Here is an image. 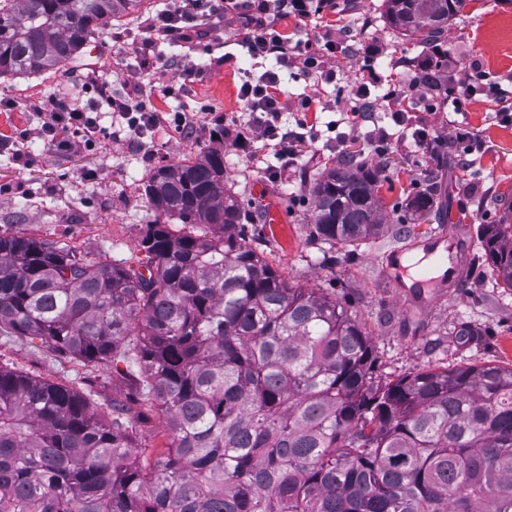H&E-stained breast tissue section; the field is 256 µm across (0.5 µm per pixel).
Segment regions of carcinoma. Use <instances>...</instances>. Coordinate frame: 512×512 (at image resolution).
<instances>
[{
    "instance_id": "1",
    "label": "carcinoma",
    "mask_w": 512,
    "mask_h": 512,
    "mask_svg": "<svg viewBox=\"0 0 512 512\" xmlns=\"http://www.w3.org/2000/svg\"><path fill=\"white\" fill-rule=\"evenodd\" d=\"M142 2L0 0V77L61 71ZM467 2L383 0L384 16L433 46ZM380 174L350 154L318 174L315 234H378ZM144 194L159 216L136 269L0 232V337L125 364L129 397L151 403L170 442L143 465L126 406L99 413L0 366V512H512V368L381 380L365 324L247 242L217 148L156 167ZM434 203L425 190L407 207ZM497 203L481 239L512 288V202Z\"/></svg>"
}]
</instances>
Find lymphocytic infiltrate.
<instances>
[{"label":"lymphocytic infiltrate","instance_id":"obj_1","mask_svg":"<svg viewBox=\"0 0 512 512\" xmlns=\"http://www.w3.org/2000/svg\"><path fill=\"white\" fill-rule=\"evenodd\" d=\"M279 11L304 23L326 12L340 13L341 8L338 0H168L166 7L157 13L142 46L147 49L160 40L177 42L202 38L211 33L210 20L232 17L238 23L236 41L247 48L251 57H271L283 67L298 65L306 71L321 73V54L301 52L299 47L289 45L287 38L275 29L272 15ZM387 83L389 89L383 100L399 131L394 135L380 131L375 154H384L396 137L412 138L417 148L433 154L444 148V140L433 130L413 126L411 121L412 112L417 111L426 98L422 80H415L407 88L394 77L388 78ZM283 94L278 76L270 71L264 72L257 81L242 83L238 97L251 118L245 132L238 134L237 143L243 146L252 138L276 142L278 159L286 165L295 158L296 143L306 140L307 135L280 126ZM146 95V87L141 84L134 95L107 99L112 110L126 119L129 130L137 134L157 127L163 120L156 108L148 106ZM60 130L74 131L90 141L99 133L100 126L89 110L56 99L51 103L50 119L44 132L52 137Z\"/></svg>","mask_w":512,"mask_h":512}]
</instances>
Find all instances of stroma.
I'll return each instance as SVG.
<instances>
[{"label": "stroma", "instance_id": "stroma-1", "mask_svg": "<svg viewBox=\"0 0 512 512\" xmlns=\"http://www.w3.org/2000/svg\"><path fill=\"white\" fill-rule=\"evenodd\" d=\"M159 2L150 0L149 8L100 28L66 72L0 77V100L13 104L0 111V231L20 230L135 265L138 243L157 215L142 190L150 172L218 147L224 152L227 187L250 214L252 247L290 284L335 298L366 325L382 378L448 365L512 367V289L502 286L480 239L481 225L497 223L502 214L490 199L503 194L512 201V124L501 122L497 103L478 96L459 112L420 107L418 119L446 141L444 152L433 155L396 140L385 155L372 157L382 170L377 194L385 226L378 236L332 244L318 238L309 222L313 175L331 167L336 156L367 152L374 128L394 127L389 112L376 107L354 138H347L342 117L360 78L393 73L409 80L441 51L455 77L478 69L512 92V0H469L436 51L394 30L382 16V0H347L343 18L327 14L314 28L277 17V27L311 52L322 47L327 25L339 20L351 31L349 54L325 59L335 75L332 82L318 83L297 67L284 75L283 127L307 123L318 130L317 141L298 144L295 160L286 167L280 166L273 142L256 140L244 150L232 137H212L217 124L248 121L237 90L247 78L273 69L274 60L252 59L237 45L231 19L214 23L208 39L160 42L140 52ZM187 66L197 70L190 82L183 79ZM92 76L115 94L152 81L158 109L185 113L188 133L165 124L131 133L125 120L87 89ZM311 94L316 100L304 109L302 101ZM54 97L94 108L100 125L112 131L111 140L92 148L53 146L41 131L44 117L35 106ZM460 127L484 145L465 172L459 168L462 147L455 142ZM430 173L435 176L434 212L407 210L408 197L425 189ZM443 228L463 231L469 244L467 274L458 287L423 288L408 301L386 273L385 257L409 253L411 245ZM0 365L64 384L98 411L128 393L127 380L111 369L86 368L37 343L0 339ZM132 414L141 451L147 460L157 459L167 442L162 417L138 403Z\"/></svg>", "mask_w": 512, "mask_h": 512}]
</instances>
